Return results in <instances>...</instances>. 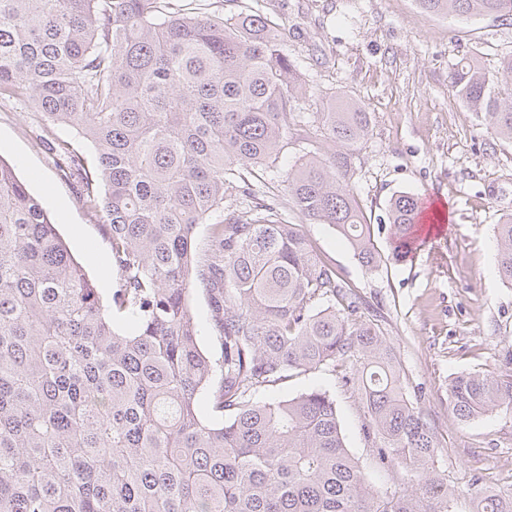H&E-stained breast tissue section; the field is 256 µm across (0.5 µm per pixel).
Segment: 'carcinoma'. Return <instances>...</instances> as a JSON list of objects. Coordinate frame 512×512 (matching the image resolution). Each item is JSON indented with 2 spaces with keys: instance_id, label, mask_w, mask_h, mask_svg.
<instances>
[{
  "instance_id": "cac0c4a2",
  "label": "carcinoma",
  "mask_w": 512,
  "mask_h": 512,
  "mask_svg": "<svg viewBox=\"0 0 512 512\" xmlns=\"http://www.w3.org/2000/svg\"><path fill=\"white\" fill-rule=\"evenodd\" d=\"M435 16L512 21V0H416ZM454 96L512 142V54L472 56ZM308 83L280 24L207 0H0V98L24 99L71 141L51 150L86 176L79 203L102 221L120 288L103 302L44 203L0 160V512H453L432 425L375 314L290 220L325 224L362 266L384 257L350 187L369 136L360 103L328 97L322 143L288 171L287 201L241 170L274 164ZM418 199L388 204L391 258L413 244ZM207 225L204 246L196 228ZM512 286V215L496 225ZM203 286L220 357L198 343ZM346 303L343 308L338 302ZM125 320L132 331L121 333ZM340 371L383 468L414 473L382 491L345 445L319 389L254 400L294 374ZM210 390L204 419L197 401ZM461 422L512 412V374L448 378ZM474 512H512V486L474 491Z\"/></svg>"
}]
</instances>
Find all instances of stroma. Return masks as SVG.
<instances>
[{"mask_svg": "<svg viewBox=\"0 0 512 512\" xmlns=\"http://www.w3.org/2000/svg\"><path fill=\"white\" fill-rule=\"evenodd\" d=\"M283 25L288 54L316 95L301 102L288 127L281 159L250 175L283 193L289 165L304 152L303 137L335 93L363 103L370 136L354 155L350 183L371 224L387 221L399 191L437 200L435 235L411 257L376 271L362 267L327 225L305 231L317 255L383 315L381 331L407 375L409 392L435 430L439 461L454 489L455 512H471L472 488L512 485V413L496 410L463 423L448 407L447 384L460 372L512 374V287L496 264L495 226L512 213V142L498 139L448 88L458 57L497 69L512 54V26L459 21L422 13L415 0H253ZM52 128L23 102H0V160L12 165L45 203L71 256L102 298L119 286L99 217L78 198L80 171L60 167L49 150ZM311 389L336 401L345 444L379 487L410 485L409 472L374 466L361 429L358 393L329 371L300 374L261 390L262 402Z\"/></svg>", "mask_w": 512, "mask_h": 512, "instance_id": "35a3bbf8", "label": "stroma"}]
</instances>
